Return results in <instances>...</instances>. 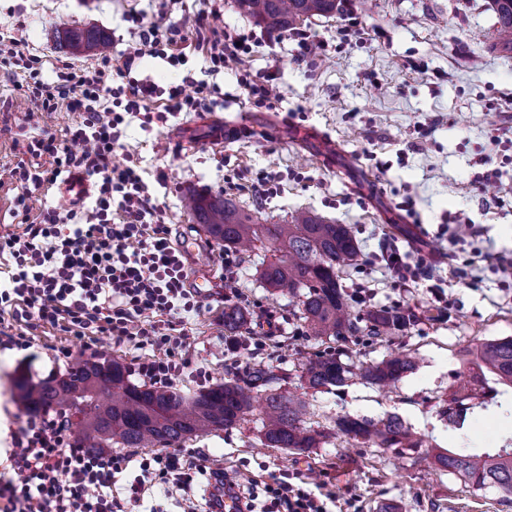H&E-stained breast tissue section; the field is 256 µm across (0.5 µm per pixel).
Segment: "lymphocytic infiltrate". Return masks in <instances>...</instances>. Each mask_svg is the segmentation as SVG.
Returning <instances> with one entry per match:
<instances>
[{
  "mask_svg": "<svg viewBox=\"0 0 512 512\" xmlns=\"http://www.w3.org/2000/svg\"><path fill=\"white\" fill-rule=\"evenodd\" d=\"M252 34L226 32L207 42L206 53L217 68H235L247 99L259 105L276 98L277 71L261 80L251 78L246 62ZM141 46L121 66L110 57L96 67L77 70L56 65L54 81L40 76L37 58L24 55L16 38L0 35V65L9 67L15 87L29 98L28 122L59 107L78 112L82 120L70 128L69 142L55 135L23 144L19 161L0 176L20 186L13 215L20 230L0 231V324L9 328L6 346L25 350L33 331L43 327L72 336L106 335L116 344H134L140 354L135 369L145 382L170 386L182 375L178 355L191 336L184 314L199 311L201 302L190 288L182 251L172 241L169 225L160 220L142 171L133 157L114 161L128 116L145 122L163 120V113L145 112L154 88L130 82L124 108L112 99L113 74L131 71L144 56L185 59L175 39L163 40L155 26L141 27ZM93 179L92 206L79 211H43L29 218L35 194H46L62 174ZM398 282L425 287L441 296L428 261L417 252L383 248L380 256ZM10 471H0V512H135L145 484L165 494L186 490L194 475L211 474L215 484L210 507H217L235 485L223 471H210L200 455L158 451L147 457L90 453L71 440L67 423L54 416H31L13 434ZM128 478L125 497L112 487ZM266 500L248 499L242 512H330L334 494L317 495L273 477L265 486Z\"/></svg>",
  "mask_w": 512,
  "mask_h": 512,
  "instance_id": "1",
  "label": "lymphocytic infiltrate"
}]
</instances>
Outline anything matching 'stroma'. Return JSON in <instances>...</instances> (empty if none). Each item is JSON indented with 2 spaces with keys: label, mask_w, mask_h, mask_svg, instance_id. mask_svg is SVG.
Here are the masks:
<instances>
[{
  "label": "stroma",
  "mask_w": 512,
  "mask_h": 512,
  "mask_svg": "<svg viewBox=\"0 0 512 512\" xmlns=\"http://www.w3.org/2000/svg\"><path fill=\"white\" fill-rule=\"evenodd\" d=\"M488 2L352 0L343 14L305 25L312 45L305 55L289 33L276 36L256 26L233 0H0V33L18 39L25 54L79 67L94 65V58L62 47L57 29L103 30L110 39L106 54L115 61L139 44L133 14L173 37L185 18L214 8L218 31L254 32L252 73H279L273 105L249 101L237 73L213 69L202 52L189 51L187 64L177 67L144 57L129 77L113 76L112 85L148 81L157 89L152 111L163 110L175 86L190 92L202 82L210 94L197 111L173 112L163 122L130 118L117 159L138 158L173 241L198 239L211 269L220 267L221 248L200 231L186 196L220 195L271 224L303 209L352 227L359 260L344 269L341 282L353 314L388 308L412 317L409 328L393 336L321 342L295 317V302L272 296L259 280L270 251L241 253L240 307L263 346L229 352L222 300L203 297L190 318L197 334L182 353L185 368L175 389L198 392L201 368L219 383L264 363L287 374L289 389L297 390L302 361L327 350L354 365L400 352L415 358L417 368L389 391L356 380L307 393V425L330 436L305 453L263 446L258 409L241 428L179 443L186 454L208 452L209 464L236 480L239 493L262 495L270 474L284 473L303 488L354 499L358 512L387 505L398 512H512L493 490L474 489L425 460L435 448H512V388L464 355L483 340L512 337V284L506 282L512 277V52L494 38ZM29 109L0 69V166L15 163L16 143L37 128L61 135L80 120L75 112H47L34 127L26 120ZM220 120L246 123L254 132L216 146ZM260 174L273 186L262 198L254 191ZM462 220L475 224L477 235L460 248L451 234ZM385 245L420 252L446 285L443 299L395 284L374 262ZM359 283L369 301L354 297ZM264 309L275 313V326L258 321ZM63 348L127 366L136 353L133 344L118 346L105 335L89 340L50 328L37 330L29 349L0 348V415L9 431L26 417L11 389L13 376L23 369L37 379L65 372L68 360L56 357ZM480 386L489 402L449 423V395ZM391 413L411 426L421 448L399 453L332 433L340 416L377 420Z\"/></svg>",
  "instance_id": "1"
}]
</instances>
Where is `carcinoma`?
I'll list each match as a JSON object with an SVG mask.
<instances>
[{"mask_svg":"<svg viewBox=\"0 0 512 512\" xmlns=\"http://www.w3.org/2000/svg\"><path fill=\"white\" fill-rule=\"evenodd\" d=\"M243 15L271 34L299 28L314 16H334L345 0H236ZM497 15L499 45L512 52V0H490ZM60 42L85 56L102 54L108 36L88 28L58 31ZM191 211L205 235L226 250L255 248L269 242L271 260L261 271L265 287L298 297L300 318L311 336L344 338L350 334L387 336L404 328L410 317L385 310L365 317L352 315L340 283L343 268L358 257L351 229L345 224H327L309 212H298L286 224H261L259 217L221 196L191 195ZM365 326H360V323ZM247 325L246 314L224 309V329L235 332ZM479 367L499 384L512 387V337L487 340L466 351ZM415 368L404 354L359 369L355 373L340 359L320 353L306 360L301 381L308 389L340 388L357 375L369 385L392 387ZM279 380L270 368L253 367L237 379L217 383L193 396L168 387L136 384L129 369L114 360L105 367L78 359L63 374L53 373L37 381L21 371L14 379L15 395L26 412L46 413L67 407L81 415L80 446L102 451L120 444L124 448L173 445L201 433L229 432L240 425L253 408V390ZM470 393L453 394L448 418L455 420L466 410ZM306 402L294 392L278 388L266 396L262 414V442L267 448L306 452L318 447L326 433L305 425ZM336 430L363 444L395 448L402 452L419 447L411 428L397 414L380 420L344 415ZM428 465L460 476L478 490L492 488L512 505V448L477 452L472 448L444 450L427 456Z\"/></svg>","mask_w":512,"mask_h":512,"instance_id":"1","label":"carcinoma"}]
</instances>
